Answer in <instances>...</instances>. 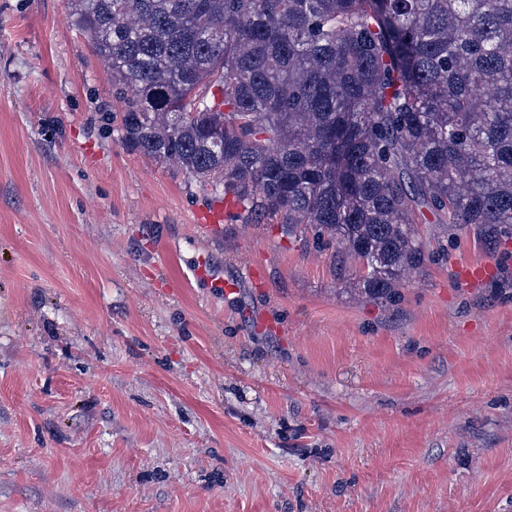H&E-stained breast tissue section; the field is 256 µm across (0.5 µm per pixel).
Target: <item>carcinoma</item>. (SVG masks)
<instances>
[{
  "mask_svg": "<svg viewBox=\"0 0 512 512\" xmlns=\"http://www.w3.org/2000/svg\"><path fill=\"white\" fill-rule=\"evenodd\" d=\"M122 140L310 229L391 299L415 224L512 238V0H67Z\"/></svg>",
  "mask_w": 512,
  "mask_h": 512,
  "instance_id": "cac0c4a2",
  "label": "carcinoma"
}]
</instances>
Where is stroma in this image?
Here are the masks:
<instances>
[{"label": "stroma", "mask_w": 512, "mask_h": 512, "mask_svg": "<svg viewBox=\"0 0 512 512\" xmlns=\"http://www.w3.org/2000/svg\"><path fill=\"white\" fill-rule=\"evenodd\" d=\"M122 111L67 0H0V512H512V240L418 224L358 297L313 232L203 233Z\"/></svg>", "instance_id": "obj_1"}]
</instances>
